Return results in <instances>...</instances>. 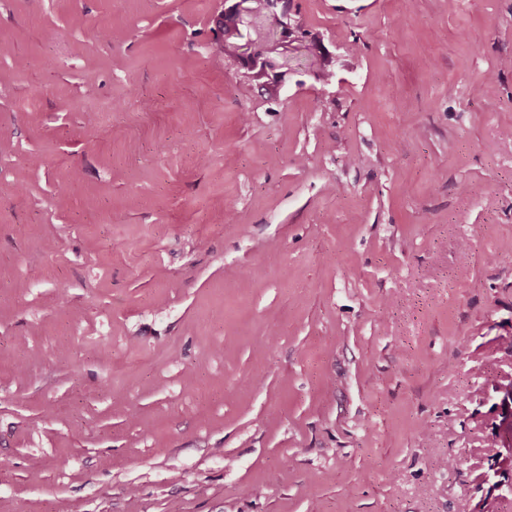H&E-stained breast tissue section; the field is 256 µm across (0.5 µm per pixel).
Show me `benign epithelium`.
I'll list each match as a JSON object with an SVG mask.
<instances>
[{
	"label": "benign epithelium",
	"mask_w": 512,
	"mask_h": 512,
	"mask_svg": "<svg viewBox=\"0 0 512 512\" xmlns=\"http://www.w3.org/2000/svg\"><path fill=\"white\" fill-rule=\"evenodd\" d=\"M260 20H271L274 29L269 35L260 39L251 36V28ZM221 34L224 40L235 42L236 58L248 70L261 69L265 77L279 76L278 69L283 67V59L295 42L294 30L290 22L288 0H269L266 10L258 13L254 10L252 0H231L224 10V21ZM501 394L498 412L493 424L499 448L496 452H504V448L512 443V386L501 384L497 387ZM492 491L496 495L487 502V508H495L496 500H504L512 496V475H503L498 466H493Z\"/></svg>",
	"instance_id": "benign-epithelium-1"
}]
</instances>
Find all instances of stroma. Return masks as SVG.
<instances>
[{
  "instance_id": "1",
  "label": "stroma",
  "mask_w": 512,
  "mask_h": 512,
  "mask_svg": "<svg viewBox=\"0 0 512 512\" xmlns=\"http://www.w3.org/2000/svg\"><path fill=\"white\" fill-rule=\"evenodd\" d=\"M224 8L0 0V512H477L512 0ZM233 2L224 10L221 34L224 40L234 41L237 49L236 58L249 71L260 65L263 77H278L283 68V59L295 42L293 27L289 17L288 0H269L263 13L265 0H230ZM225 2V3H226ZM260 20H271L274 29L269 35L260 39L251 36V28Z\"/></svg>"
}]
</instances>
